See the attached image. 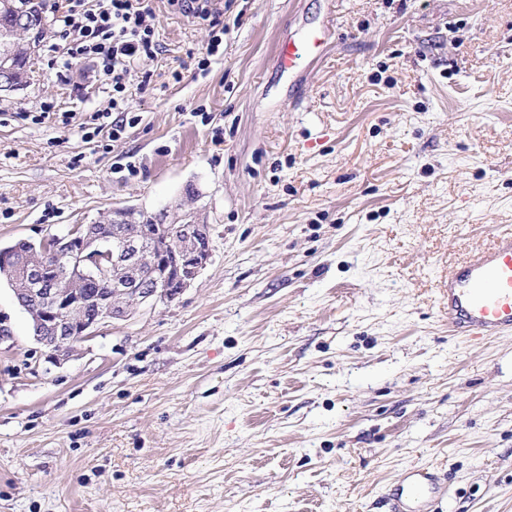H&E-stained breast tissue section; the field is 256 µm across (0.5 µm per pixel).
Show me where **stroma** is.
Segmentation results:
<instances>
[{"mask_svg": "<svg viewBox=\"0 0 512 512\" xmlns=\"http://www.w3.org/2000/svg\"><path fill=\"white\" fill-rule=\"evenodd\" d=\"M152 8L119 140L84 138L112 86L61 80L54 31L0 93V243L191 185L211 257L61 364L0 282V512H387L416 464L443 512H512V335L444 317L449 263L512 226V0H213L205 72L207 23ZM322 28L292 84L277 45Z\"/></svg>", "mask_w": 512, "mask_h": 512, "instance_id": "35a3bbf8", "label": "stroma"}]
</instances>
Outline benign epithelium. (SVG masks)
Here are the masks:
<instances>
[{"label":"benign epithelium","mask_w":512,"mask_h":512,"mask_svg":"<svg viewBox=\"0 0 512 512\" xmlns=\"http://www.w3.org/2000/svg\"><path fill=\"white\" fill-rule=\"evenodd\" d=\"M12 52L0 55V91L12 88L9 60ZM200 211L188 201L179 205L170 221L157 225L164 245L156 251L141 238L114 232L106 237L98 223L80 224L63 236L51 235L40 241L19 271L25 288L14 291L17 301L29 313L34 327L33 339L61 363L69 359L73 343L92 335L106 320H123L143 306L168 300L166 278L154 285L142 283L141 271L170 263L176 270L177 292L183 293L206 266L211 256L208 233L200 225ZM71 251L69 267L47 281L43 269L50 256ZM109 282V297L97 308L87 311L77 301L88 278Z\"/></svg>","instance_id":"1"}]
</instances>
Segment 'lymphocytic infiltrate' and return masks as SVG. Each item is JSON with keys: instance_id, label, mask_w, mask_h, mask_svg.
I'll use <instances>...</instances> for the list:
<instances>
[{"instance_id": "f902f5d3", "label": "lymphocytic infiltrate", "mask_w": 512, "mask_h": 512, "mask_svg": "<svg viewBox=\"0 0 512 512\" xmlns=\"http://www.w3.org/2000/svg\"><path fill=\"white\" fill-rule=\"evenodd\" d=\"M58 54L63 69L75 60L98 59L112 81V107H126L124 83L130 61L158 51L150 0H67L58 25Z\"/></svg>"}]
</instances>
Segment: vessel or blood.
I'll use <instances>...</instances> for the list:
<instances>
[{"mask_svg":"<svg viewBox=\"0 0 512 512\" xmlns=\"http://www.w3.org/2000/svg\"><path fill=\"white\" fill-rule=\"evenodd\" d=\"M323 42L311 33L302 41L278 45L280 71L295 72L302 58L323 54ZM448 330L468 339L512 334V228L495 227L490 242L448 266ZM448 493L435 468L415 465L391 489V512H433L434 503Z\"/></svg>","mask_w":512,"mask_h":512,"instance_id":"b4317fda","label":"vessel or blood"}]
</instances>
